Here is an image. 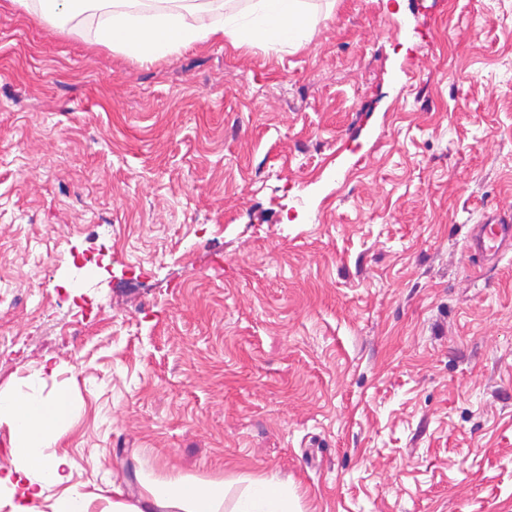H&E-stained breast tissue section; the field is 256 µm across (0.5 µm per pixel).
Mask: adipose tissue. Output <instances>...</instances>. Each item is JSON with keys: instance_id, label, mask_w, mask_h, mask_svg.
Masks as SVG:
<instances>
[{"instance_id": "1", "label": "adipose tissue", "mask_w": 512, "mask_h": 512, "mask_svg": "<svg viewBox=\"0 0 512 512\" xmlns=\"http://www.w3.org/2000/svg\"><path fill=\"white\" fill-rule=\"evenodd\" d=\"M140 0H10L12 6L59 24L83 12L97 14L95 43L141 60L168 57L197 43L225 38L236 47L264 43H311L316 27L309 0H248L246 10L226 9L224 0H170L143 9ZM59 365L45 359L25 392H0V427H6L12 466L0 474V490L14 512H299L287 483L272 476L241 475L198 481L178 473L141 479L134 502L121 486L111 493L87 491L71 480L72 464L62 442L74 412L68 395L45 399L41 385L56 378Z\"/></svg>"}]
</instances>
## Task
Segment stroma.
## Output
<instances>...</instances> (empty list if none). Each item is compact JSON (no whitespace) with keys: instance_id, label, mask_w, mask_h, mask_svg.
<instances>
[{"instance_id":"stroma-1","label":"stroma","mask_w":512,"mask_h":512,"mask_svg":"<svg viewBox=\"0 0 512 512\" xmlns=\"http://www.w3.org/2000/svg\"><path fill=\"white\" fill-rule=\"evenodd\" d=\"M299 49L155 62L0 4V392L72 480L512 512V0H312ZM468 247L485 260L496 261L512 248L511 220L498 218L474 225Z\"/></svg>"}]
</instances>
